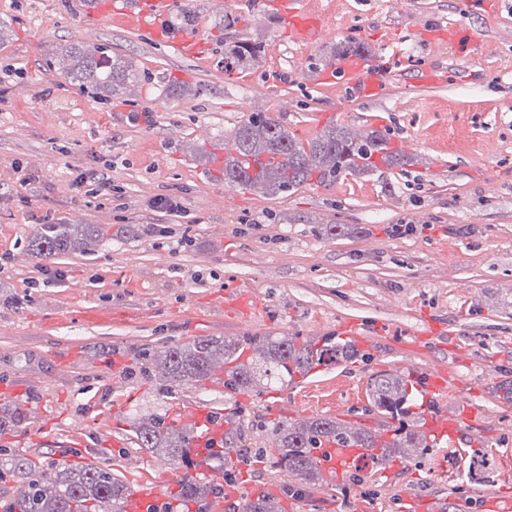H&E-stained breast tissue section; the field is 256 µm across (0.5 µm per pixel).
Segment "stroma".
<instances>
[{"label": "stroma", "mask_w": 512, "mask_h": 512, "mask_svg": "<svg viewBox=\"0 0 512 512\" xmlns=\"http://www.w3.org/2000/svg\"><path fill=\"white\" fill-rule=\"evenodd\" d=\"M304 5L324 18L310 44L290 43L281 19L251 0H179L162 42L107 17L83 26L78 0H0V380L24 384L17 401L28 411L0 446L43 468L94 463L167 493L181 472L138 446L139 418L232 409L253 452L237 484H263L281 512H409L410 496L431 498V512H485L489 499L512 495V401L498 391L512 381V0L471 13L462 0ZM457 22L478 36L472 60L429 43ZM186 30L207 44L203 58L177 49ZM349 40L376 56L391 43L404 54L383 98L343 112L340 85L316 77ZM77 41L130 57L143 76L133 94L105 101L48 66ZM243 44L260 54L225 63ZM429 65L446 86L417 82ZM256 111L304 142L331 123L388 129L410 141L416 161L285 194L226 185L208 157ZM134 112L150 122H131ZM87 171L107 174L118 193L103 203L83 196L75 180ZM159 195L177 197L181 211H154ZM42 224L117 234L40 259L26 240ZM328 224L347 232L322 235ZM395 224L419 230L398 237ZM233 281L252 292L250 313L225 311ZM427 316L458 336L445 406H469L479 421L459 448L393 463L387 480L292 495L284 472L255 454L272 422L326 416L376 428L370 379L432 369L437 348L384 341L259 397L208 385L165 394L137 368L145 351L202 336H333L352 319L403 334ZM111 437L120 447H107ZM477 454L490 461L480 479L469 470Z\"/></svg>", "instance_id": "obj_1"}]
</instances>
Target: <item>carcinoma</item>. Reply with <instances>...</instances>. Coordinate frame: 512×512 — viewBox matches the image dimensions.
Instances as JSON below:
<instances>
[{
    "label": "carcinoma",
    "mask_w": 512,
    "mask_h": 512,
    "mask_svg": "<svg viewBox=\"0 0 512 512\" xmlns=\"http://www.w3.org/2000/svg\"><path fill=\"white\" fill-rule=\"evenodd\" d=\"M49 66L71 80L90 85L99 97L109 100L127 94L141 80L140 73L125 57L112 53L103 45L87 48L71 44L52 56ZM269 157V162L252 168L250 160ZM411 161L400 148L391 146L390 138L377 130L355 132L346 126L329 127L311 142L303 144L288 134V129L265 112H253L247 120L224 138V182L242 185L264 195L283 194L315 182L329 185L343 175L393 169ZM108 230L92 224H42L28 241L35 257L85 251L87 238L107 236ZM356 355L354 346L331 336L322 342H298L287 336L203 337L188 343L170 345L141 356L143 374L162 381L163 391L175 387L202 385L215 365H224V388L234 393L251 392L256 396L271 384L291 381V375L307 376L317 366L347 360ZM368 401L378 414L398 421L392 441L378 444L379 432L355 428L333 417H313L286 422L269 428V451L278 467L302 486L325 487L326 478L318 467L314 451L326 442L343 448H380L374 461L387 466L422 457L435 447L423 430L422 401L403 373H384L368 386ZM24 409L0 418V432L22 426ZM138 445L148 450H163L185 473L177 483L172 499L175 510L184 512L195 504L207 512L211 499L221 487L203 482L189 469L198 465L188 439L194 425L176 427L161 418H152L135 431ZM246 447L243 421L231 410L224 415V442L208 449L207 460L219 461L233 468V459L244 458ZM11 471L23 482L24 490L0 505L3 512H120L128 494L119 475L94 464L62 465L46 472L31 467L24 455L6 452L0 458V472ZM241 512H279L271 499L243 503Z\"/></svg>",
    "instance_id": "obj_1"
}]
</instances>
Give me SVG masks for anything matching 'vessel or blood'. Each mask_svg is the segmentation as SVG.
Masks as SVG:
<instances>
[{
  "instance_id": "obj_1",
  "label": "vessel or blood",
  "mask_w": 512,
  "mask_h": 512,
  "mask_svg": "<svg viewBox=\"0 0 512 512\" xmlns=\"http://www.w3.org/2000/svg\"><path fill=\"white\" fill-rule=\"evenodd\" d=\"M173 0H138L140 20L151 21L150 32L153 37H160L162 28L159 24L171 9ZM261 10L278 15L285 22L293 41L309 42L316 38L323 27L320 16L302 8L298 0H257ZM123 19L127 16L125 0H87L83 18L96 21L102 17ZM443 37L450 49L461 58L474 57L478 48L475 32L466 24L454 23L444 31ZM390 69L380 58L360 60L341 59L323 71L318 81L322 84L337 83L344 89V101L352 105L364 100L383 97L388 89ZM340 333L353 337L367 349L374 348L377 340L385 335L384 328L369 329L363 323L350 320L342 324ZM450 332L445 325L431 318L425 319L423 325L412 336L402 339L401 348L415 351L436 345L448 352H455L456 346L449 342ZM420 391L425 401L445 399L450 383L447 366H440L420 375ZM474 417L470 410L451 415L447 410L433 409L428 416L427 429L436 445L444 447L457 446L465 426L473 424ZM370 449L336 450L330 456L319 457L318 462L324 472L334 473L337 480H344L346 474L361 469L369 460ZM161 497L159 488L145 482L132 488L121 506V512H150Z\"/></svg>"
}]
</instances>
